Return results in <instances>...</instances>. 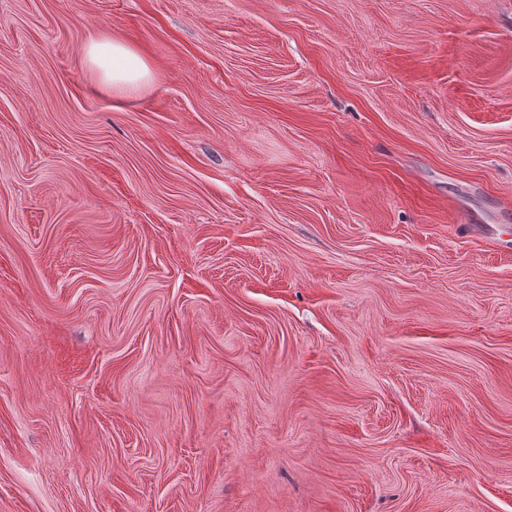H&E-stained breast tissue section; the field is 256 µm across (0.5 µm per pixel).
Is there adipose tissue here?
<instances>
[{
  "label": "adipose tissue",
  "mask_w": 512,
  "mask_h": 512,
  "mask_svg": "<svg viewBox=\"0 0 512 512\" xmlns=\"http://www.w3.org/2000/svg\"><path fill=\"white\" fill-rule=\"evenodd\" d=\"M86 61L99 82L116 92L136 91L151 77L146 60L133 47L117 40L90 42Z\"/></svg>",
  "instance_id": "ef3b65f1"
}]
</instances>
